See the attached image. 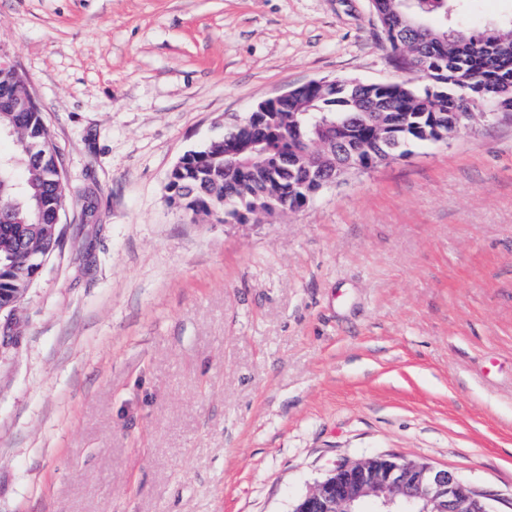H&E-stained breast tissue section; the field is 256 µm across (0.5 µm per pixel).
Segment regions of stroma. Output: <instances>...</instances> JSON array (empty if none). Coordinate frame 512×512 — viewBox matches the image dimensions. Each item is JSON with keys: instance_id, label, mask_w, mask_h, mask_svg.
Returning a JSON list of instances; mask_svg holds the SVG:
<instances>
[{"instance_id": "obj_1", "label": "stroma", "mask_w": 512, "mask_h": 512, "mask_svg": "<svg viewBox=\"0 0 512 512\" xmlns=\"http://www.w3.org/2000/svg\"><path fill=\"white\" fill-rule=\"evenodd\" d=\"M512 20L461 0L455 24ZM64 236L0 314V512H290L393 455L512 512V113L248 223L167 174L312 79L403 78L368 0H0Z\"/></svg>"}]
</instances>
